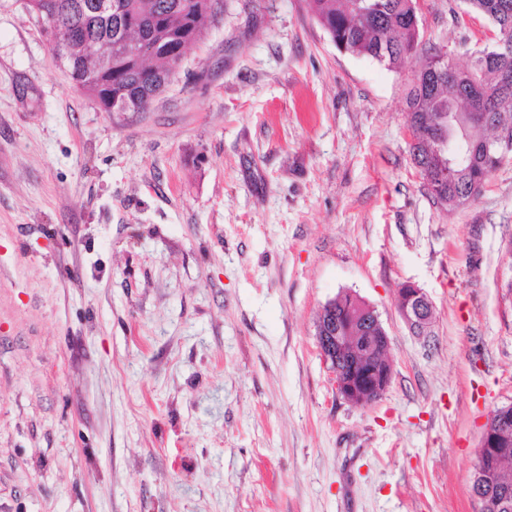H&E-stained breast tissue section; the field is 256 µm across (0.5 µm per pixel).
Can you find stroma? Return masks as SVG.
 Listing matches in <instances>:
<instances>
[{"instance_id": "1", "label": "stroma", "mask_w": 512, "mask_h": 512, "mask_svg": "<svg viewBox=\"0 0 512 512\" xmlns=\"http://www.w3.org/2000/svg\"><path fill=\"white\" fill-rule=\"evenodd\" d=\"M223 4L147 111L105 112L0 0V512H479L483 425L512 403V158L435 205L405 98L495 27L419 0L394 69L308 0ZM344 291L390 338L366 407L316 343ZM402 285L397 289L396 306L411 332L427 336L433 315L432 302L417 285L410 282Z\"/></svg>"}]
</instances>
